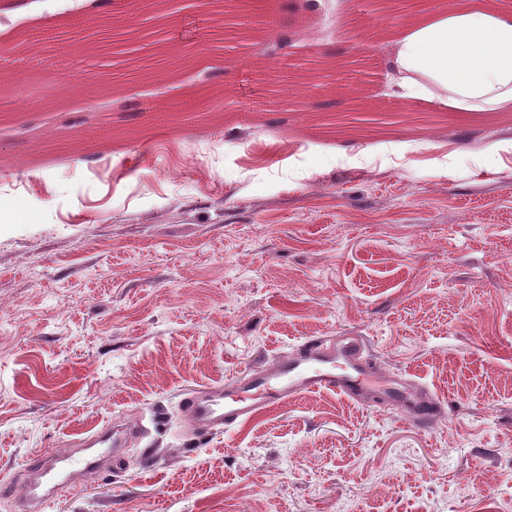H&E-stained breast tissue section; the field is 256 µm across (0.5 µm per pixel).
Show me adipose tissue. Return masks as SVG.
<instances>
[{"label": "adipose tissue", "mask_w": 512, "mask_h": 512, "mask_svg": "<svg viewBox=\"0 0 512 512\" xmlns=\"http://www.w3.org/2000/svg\"><path fill=\"white\" fill-rule=\"evenodd\" d=\"M403 97L462 112L512 110V14L462 6L430 13L391 45Z\"/></svg>", "instance_id": "adipose-tissue-1"}]
</instances>
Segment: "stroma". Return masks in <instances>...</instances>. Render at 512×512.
Returning a JSON list of instances; mask_svg holds the SVG:
<instances>
[{"label": "stroma", "mask_w": 512, "mask_h": 512, "mask_svg": "<svg viewBox=\"0 0 512 512\" xmlns=\"http://www.w3.org/2000/svg\"><path fill=\"white\" fill-rule=\"evenodd\" d=\"M0 13V481L108 424L46 512H512V111L395 95L409 0ZM188 102L157 121L149 103ZM449 402L329 392L193 434L189 392L311 336Z\"/></svg>", "instance_id": "obj_1"}]
</instances>
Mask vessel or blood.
Returning a JSON list of instances; mask_svg holds the SVG:
<instances>
[{"mask_svg": "<svg viewBox=\"0 0 512 512\" xmlns=\"http://www.w3.org/2000/svg\"><path fill=\"white\" fill-rule=\"evenodd\" d=\"M368 341L345 336L333 342L305 340L269 366L256 365L238 378L184 398L180 409L191 431L218 433L245 424L258 413L318 391H331L359 404L381 397L400 407L421 427H432L446 411L444 401L417 392L400 380L384 377L369 360ZM127 430L114 425L82 439L67 452H44L27 464L28 479L20 497L22 512H44L61 490H74L78 480L98 469L105 458L120 462Z\"/></svg>", "mask_w": 512, "mask_h": 512, "instance_id": "1", "label": "vessel or blood"}]
</instances>
